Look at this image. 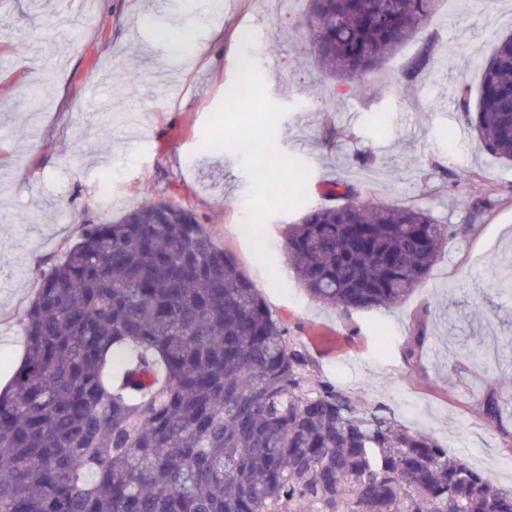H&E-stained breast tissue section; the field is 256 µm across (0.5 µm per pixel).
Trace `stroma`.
<instances>
[{
    "mask_svg": "<svg viewBox=\"0 0 512 512\" xmlns=\"http://www.w3.org/2000/svg\"><path fill=\"white\" fill-rule=\"evenodd\" d=\"M305 11L306 0H0V385L21 361L39 273L81 224L170 197L235 258L317 379L384 406L511 490L512 164L481 150L454 106L512 33V0H440L364 93L319 70L299 27ZM258 14L267 29L253 34L251 99L229 112L239 34ZM427 47L432 65L403 81ZM246 139L282 159L297 187L282 176L257 194ZM339 179L363 183L365 201L420 206L456 229L394 307L338 314L288 266L284 230L327 204ZM245 224L265 225L269 241L245 239ZM420 322L425 343L410 360ZM490 391L497 428L480 406Z\"/></svg>",
    "mask_w": 512,
    "mask_h": 512,
    "instance_id": "stroma-1",
    "label": "stroma"
}]
</instances>
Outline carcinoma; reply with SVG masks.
Returning a JSON list of instances; mask_svg holds the SVG:
<instances>
[{
    "label": "carcinoma",
    "instance_id": "1",
    "mask_svg": "<svg viewBox=\"0 0 512 512\" xmlns=\"http://www.w3.org/2000/svg\"><path fill=\"white\" fill-rule=\"evenodd\" d=\"M437 0H308L304 36L328 75L366 76ZM432 59L408 66L415 79ZM481 148L512 163V33L477 89L457 91ZM333 203L287 226L308 294L340 313L409 297L454 227L420 206ZM236 260L170 199L82 225L41 272L24 354L0 391V512H512V491L349 392L315 381ZM426 338L418 321L407 348Z\"/></svg>",
    "mask_w": 512,
    "mask_h": 512
}]
</instances>
